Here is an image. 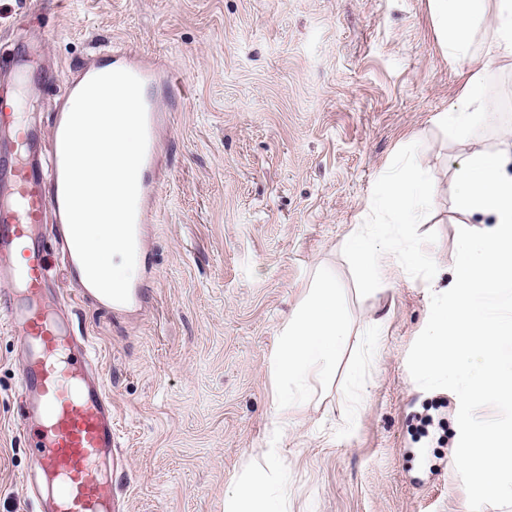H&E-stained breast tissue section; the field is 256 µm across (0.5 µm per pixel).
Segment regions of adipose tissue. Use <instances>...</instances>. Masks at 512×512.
Wrapping results in <instances>:
<instances>
[{
	"label": "adipose tissue",
	"mask_w": 512,
	"mask_h": 512,
	"mask_svg": "<svg viewBox=\"0 0 512 512\" xmlns=\"http://www.w3.org/2000/svg\"><path fill=\"white\" fill-rule=\"evenodd\" d=\"M432 10L449 56L469 71L457 102L442 113L441 122L457 133L494 123L497 113L486 82L512 61V0H432ZM481 32L491 40L490 50L483 53L476 42ZM455 179L461 186L457 210L479 228L459 242L454 293L447 305L432 312L419 368L448 380L459 402H512V319L503 320L487 304L489 295L512 284V132L500 148L470 153ZM437 194L435 184L415 173L393 172L382 180V203L396 224L420 222ZM388 225H368L345 240L365 285L387 281L415 264V253L389 245ZM466 431L470 445L455 459V467L475 477L481 496L512 497V432L476 423Z\"/></svg>",
	"instance_id": "1"
}]
</instances>
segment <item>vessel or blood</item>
<instances>
[{
    "instance_id": "b4317fda",
    "label": "vessel or blood",
    "mask_w": 512,
    "mask_h": 512,
    "mask_svg": "<svg viewBox=\"0 0 512 512\" xmlns=\"http://www.w3.org/2000/svg\"><path fill=\"white\" fill-rule=\"evenodd\" d=\"M113 66L141 79L147 149L138 175L137 224L147 223L160 180L157 131L163 120L159 89L169 72L142 61L129 48L112 50ZM68 117L59 110L51 142L53 162L39 158L40 129L0 103V300H12L10 326L27 358L19 372L20 429L30 442V471L51 493L43 512H123L112 490L118 460L112 403L91 365L88 340L68 336L45 302L53 284L42 229L52 224L73 282L89 281L67 234L61 142Z\"/></svg>"
}]
</instances>
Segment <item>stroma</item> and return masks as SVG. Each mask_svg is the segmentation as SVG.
Segmentation results:
<instances>
[{"label":"stroma","instance_id":"1","mask_svg":"<svg viewBox=\"0 0 512 512\" xmlns=\"http://www.w3.org/2000/svg\"><path fill=\"white\" fill-rule=\"evenodd\" d=\"M117 43L178 76L136 274L151 296L124 314L78 300L59 260L50 303L88 338L112 399L125 512H224L273 442L288 512H512V498L476 500L453 466L464 422L511 429L512 402L460 404L418 368L464 230L454 167L512 128V70L487 86L497 122L462 138L438 120L465 76L430 0H0V63L39 54L36 92L15 100L43 133L63 83ZM404 165L441 195L425 223L389 229L416 266L366 286L343 242ZM323 267L344 288L350 336L330 386L275 442L270 358ZM23 360L0 307V512H37L16 427Z\"/></svg>","mask_w":512,"mask_h":512}]
</instances>
